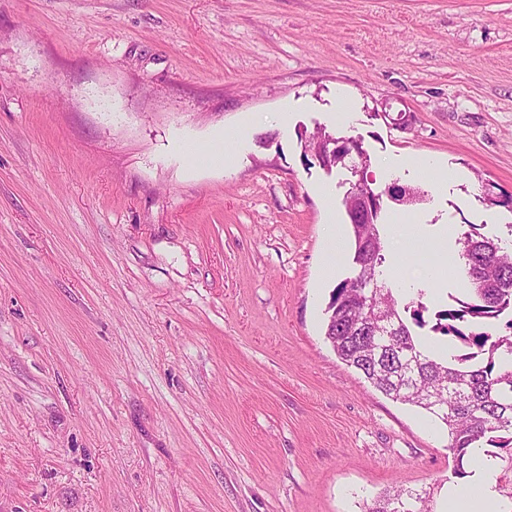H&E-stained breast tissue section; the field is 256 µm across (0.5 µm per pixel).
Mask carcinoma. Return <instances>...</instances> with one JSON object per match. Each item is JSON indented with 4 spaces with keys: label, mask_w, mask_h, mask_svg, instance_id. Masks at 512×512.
<instances>
[{
    "label": "carcinoma",
    "mask_w": 512,
    "mask_h": 512,
    "mask_svg": "<svg viewBox=\"0 0 512 512\" xmlns=\"http://www.w3.org/2000/svg\"><path fill=\"white\" fill-rule=\"evenodd\" d=\"M329 136L317 131L304 149L334 168L339 159L325 152ZM345 212L355 275L336 286L328 304L325 336L336 355L378 391L446 429L455 477L469 476L471 453L484 443L493 447L489 456H512V239L487 237L477 224L464 233L466 300L435 314L431 332L458 339L468 352L437 356L413 331L426 326L423 291L405 302L387 286L379 215ZM433 494L389 490L367 512H431Z\"/></svg>",
    "instance_id": "carcinoma-1"
}]
</instances>
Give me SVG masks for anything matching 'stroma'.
<instances>
[{
	"mask_svg": "<svg viewBox=\"0 0 512 512\" xmlns=\"http://www.w3.org/2000/svg\"><path fill=\"white\" fill-rule=\"evenodd\" d=\"M321 127L416 193L382 204L387 282L446 309L469 225L512 232V0H0V512L461 486L446 431L324 336L354 267ZM220 136L231 169L186 156ZM330 135L325 129L317 131L305 140L304 151L305 153H311L313 156L321 155L320 161L334 168L338 166L339 159L336 155L325 153V144Z\"/></svg>",
	"mask_w": 512,
	"mask_h": 512,
	"instance_id": "stroma-1",
	"label": "stroma"
}]
</instances>
